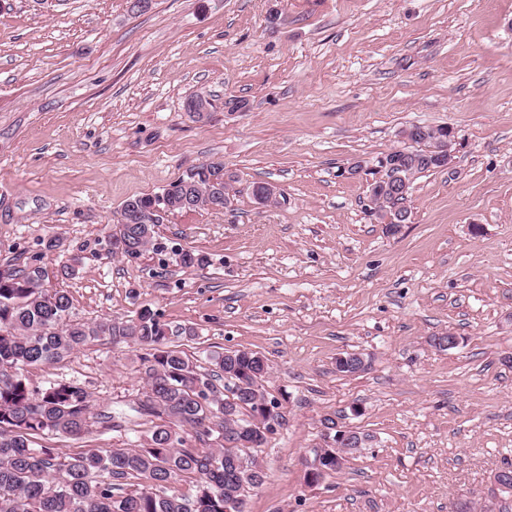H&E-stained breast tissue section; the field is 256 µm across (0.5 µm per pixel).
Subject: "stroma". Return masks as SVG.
<instances>
[{"label": "stroma", "mask_w": 512, "mask_h": 512, "mask_svg": "<svg viewBox=\"0 0 512 512\" xmlns=\"http://www.w3.org/2000/svg\"><path fill=\"white\" fill-rule=\"evenodd\" d=\"M268 6L1 8L0 269L37 263L78 320L148 307L193 327L171 345L201 365L213 351L268 358L287 423L258 453L245 512H512L491 483L512 463V0H282L274 26ZM197 93L212 104L200 120L185 110ZM236 98L248 110L225 108ZM412 124L452 127L460 144L449 168L415 179L391 236L365 212L367 180L340 171L401 148ZM203 162L236 174L228 208L163 216L138 260L107 253L126 199ZM257 182L279 204H258ZM183 248L206 264L181 267ZM448 332L456 347L432 345ZM346 353L366 370L338 373ZM27 376L81 384L96 414L144 391L136 352L108 338ZM326 415L370 441L312 486ZM151 427L135 417L34 444L78 455Z\"/></svg>", "instance_id": "obj_1"}]
</instances>
